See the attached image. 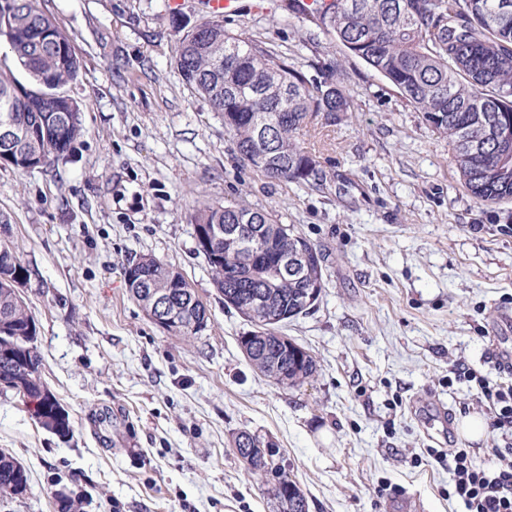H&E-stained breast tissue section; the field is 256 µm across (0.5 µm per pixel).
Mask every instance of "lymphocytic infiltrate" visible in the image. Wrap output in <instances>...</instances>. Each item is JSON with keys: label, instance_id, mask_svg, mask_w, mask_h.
Here are the masks:
<instances>
[{"label": "lymphocytic infiltrate", "instance_id": "obj_1", "mask_svg": "<svg viewBox=\"0 0 512 512\" xmlns=\"http://www.w3.org/2000/svg\"><path fill=\"white\" fill-rule=\"evenodd\" d=\"M455 379L476 390L488 409V426L502 443L489 449L483 463H474L468 449L451 454L429 449L428 454L448 464V495L464 512H512V382L459 362L451 366Z\"/></svg>", "mask_w": 512, "mask_h": 512}]
</instances>
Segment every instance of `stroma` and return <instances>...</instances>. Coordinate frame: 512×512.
Wrapping results in <instances>:
<instances>
[{
    "instance_id": "stroma-1",
    "label": "stroma",
    "mask_w": 512,
    "mask_h": 512,
    "mask_svg": "<svg viewBox=\"0 0 512 512\" xmlns=\"http://www.w3.org/2000/svg\"><path fill=\"white\" fill-rule=\"evenodd\" d=\"M224 28L312 61L343 60L353 114L315 127L323 189L285 185L242 163L224 119L187 86L182 30L167 0H37L72 39L78 79L62 92L82 134L28 172L0 164V241L30 270L24 290L42 378L68 410L69 438L0 391V450L29 489L0 512H274L234 448L243 430L279 448L309 512H461L427 451L432 401L484 416L457 360L497 373L489 330L512 310V209L461 186L448 140L361 59L291 15L288 0H242ZM239 199L274 210L324 255L326 287L282 333L314 356L302 386L254 370L189 214ZM179 267L208 327L185 340L126 288L141 256Z\"/></svg>"
}]
</instances>
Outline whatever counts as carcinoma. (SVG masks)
Wrapping results in <instances>:
<instances>
[{
    "instance_id": "obj_1",
    "label": "carcinoma",
    "mask_w": 512,
    "mask_h": 512,
    "mask_svg": "<svg viewBox=\"0 0 512 512\" xmlns=\"http://www.w3.org/2000/svg\"><path fill=\"white\" fill-rule=\"evenodd\" d=\"M292 12L351 56L365 61L421 113L425 123L448 138L462 187L481 204L512 203V159L503 156L498 131L512 128V0H291ZM0 37L30 77V86L0 76V128L19 124L29 136L8 146L9 165L27 172L65 156L81 134L80 108L58 93L77 79L81 63L66 32L34 0H0ZM182 80L224 114V129L241 160L264 154V177L300 188L321 187L327 173L317 152L300 143L311 124L336 125L352 111L347 76L339 60L317 61L309 78L288 54L260 40L224 30L220 20L203 21L187 32L176 51ZM194 234L214 231L219 240L204 254L224 306L237 311L253 330L239 337L246 359L277 386L297 387L314 377L317 363L302 345L279 342V328L308 313L315 282L325 288L323 253L308 268L289 265L279 278L249 263V247L265 248L276 263L288 248L317 247L274 212L240 201L197 208L189 216ZM130 297L146 314L167 303L174 318L169 332L194 337L208 327L206 306L175 266L143 256L125 267ZM29 269L16 252L0 255V379L45 401L44 429L70 435V415L42 380L38 348L24 337L37 335L21 288ZM236 450L275 448L248 431ZM18 459L0 451V499L27 492ZM284 480L266 483L276 512H309L304 492L283 471Z\"/></svg>"
}]
</instances>
